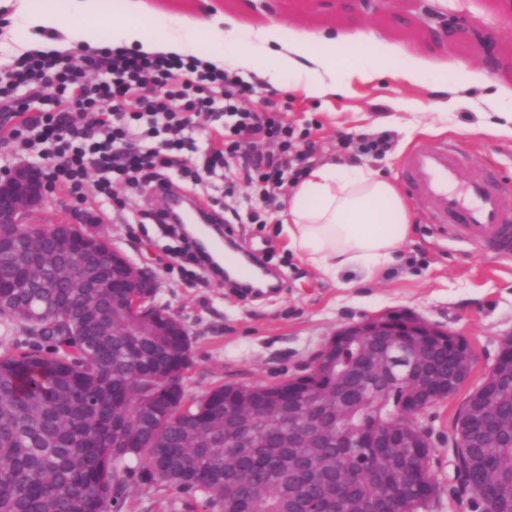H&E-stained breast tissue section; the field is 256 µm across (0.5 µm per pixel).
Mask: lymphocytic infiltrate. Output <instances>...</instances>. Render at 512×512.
<instances>
[{
    "instance_id": "f902f5d3",
    "label": "lymphocytic infiltrate",
    "mask_w": 512,
    "mask_h": 512,
    "mask_svg": "<svg viewBox=\"0 0 512 512\" xmlns=\"http://www.w3.org/2000/svg\"><path fill=\"white\" fill-rule=\"evenodd\" d=\"M95 79L60 57L40 51L17 56L0 78V116L10 119L29 102L36 115L0 139L17 140L33 149V158L49 185L65 184L76 203L86 199L87 182L96 195L116 201L114 187L147 184L166 195L174 177L200 182L203 173L238 159L248 183L262 187L266 199L298 179L308 155L299 150L300 134L282 122L277 111L243 107L246 88L231 73L194 56L146 54L107 45L92 56ZM224 120L222 148L207 149L196 166L180 159L193 147L199 121ZM272 144L257 151L254 142ZM134 223L157 225L176 241L182 264L207 270L210 260L179 225L168 223L165 210L129 208Z\"/></svg>"
}]
</instances>
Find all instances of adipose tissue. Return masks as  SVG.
<instances>
[{"mask_svg":"<svg viewBox=\"0 0 512 512\" xmlns=\"http://www.w3.org/2000/svg\"><path fill=\"white\" fill-rule=\"evenodd\" d=\"M0 8L10 10L12 20L0 31V43L17 54L109 41L150 54L194 53L219 67L229 57L242 72H260L307 98L383 75L416 84L434 78L421 66L401 63L366 31L352 44L331 37L313 44L284 38L285 27L278 22L258 36L227 32L205 9L173 33L158 18L126 10L100 14L95 0H0ZM278 217L289 249L335 282L350 274L366 282L379 279L413 234L411 206L396 183L372 167L332 158L292 184Z\"/></svg>","mask_w":512,"mask_h":512,"instance_id":"obj_1","label":"adipose tissue"}]
</instances>
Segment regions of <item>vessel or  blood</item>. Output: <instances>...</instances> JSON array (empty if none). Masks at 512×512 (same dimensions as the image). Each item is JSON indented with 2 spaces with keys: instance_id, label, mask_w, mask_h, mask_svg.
I'll use <instances>...</instances> for the list:
<instances>
[{
  "instance_id": "obj_1",
  "label": "vessel or blood",
  "mask_w": 512,
  "mask_h": 512,
  "mask_svg": "<svg viewBox=\"0 0 512 512\" xmlns=\"http://www.w3.org/2000/svg\"><path fill=\"white\" fill-rule=\"evenodd\" d=\"M401 169L412 200L431 202L435 223L496 252H512V192L485 166H466L458 148L441 145L411 150Z\"/></svg>"
}]
</instances>
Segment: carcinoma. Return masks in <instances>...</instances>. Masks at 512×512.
<instances>
[{
	"mask_svg": "<svg viewBox=\"0 0 512 512\" xmlns=\"http://www.w3.org/2000/svg\"><path fill=\"white\" fill-rule=\"evenodd\" d=\"M0 236L14 241L0 263L15 287L0 293V316L17 321L36 345L0 355V512H122L131 485L165 483L180 494L181 512H297L325 489L289 470V456L316 474L353 488L351 509L364 512L396 498L408 512H428L417 484H433L431 452L372 448L370 429L398 433L399 409L409 386L389 375L372 379L380 397L373 410L351 397L331 405L343 426L308 448H274L269 434L315 413L314 402L291 414L252 421L249 437L224 440V386L185 404L183 379L192 367L183 336H161L152 324H126L113 308L112 289L72 288L79 254L62 262L37 259L18 241L13 224ZM497 395L500 420L512 424V382L494 375L462 405L455 423L457 459L480 512H501L512 499V443L476 440L473 410ZM137 465H130L131 461Z\"/></svg>",
	"mask_w": 512,
	"mask_h": 512,
	"instance_id": "cac0c4a2",
	"label": "carcinoma"
}]
</instances>
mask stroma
Wrapping results in <instances>:
<instances>
[{"label": "stroma", "instance_id": "1", "mask_svg": "<svg viewBox=\"0 0 512 512\" xmlns=\"http://www.w3.org/2000/svg\"><path fill=\"white\" fill-rule=\"evenodd\" d=\"M224 28L257 33L270 19L309 38L324 35L355 40L368 30L392 45L403 61L442 66L451 60L481 71L485 65L471 44L432 43L419 27L395 25L390 18L361 16L349 22L335 11L334 0H276L273 9H253L250 0H208ZM463 15L495 33L502 64L492 71L491 93L512 103V6L507 0H425ZM251 94L245 108L261 110L276 101L280 115L296 129H308L315 144L313 162L330 157L367 164L402 181L401 160L413 148L453 144L465 157L481 161L512 190V137L486 133L497 115L480 90L464 105L436 110L437 101L453 97L450 89L411 84L389 77L353 86L323 98L297 96L252 73L244 78ZM387 137V151L377 157L343 148V140ZM236 198L247 201L263 218L259 224H231L241 252L256 255L279 270L278 293L243 298L235 289L191 280L166 254L168 238L156 225L123 224L112 211L100 210L94 187L86 201L70 200L63 186L51 190L38 220L57 224L73 215L92 217L93 229L131 261L153 269L158 280L154 301L177 317L188 332L193 366L184 382V399L194 402L215 386L271 385L300 373L337 329L373 317L415 316L441 330L466 338L473 361L469 380L453 395L430 407L422 421L430 435L436 492L429 512H472V493L457 468L452 437L457 414L469 393L496 361L503 339L512 334V256L500 257L480 242L451 235L431 223L429 204L412 206L414 233L398 260L379 280L345 288L323 278L288 247L278 219L279 203L266 202L245 183ZM125 512H179L178 493L166 485L133 487Z\"/></svg>", "mask_w": 512, "mask_h": 512}]
</instances>
